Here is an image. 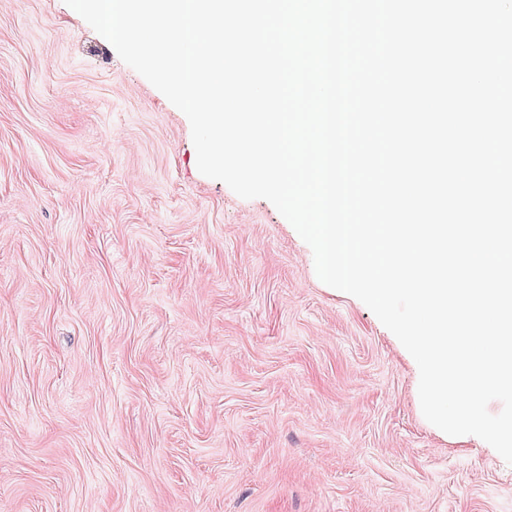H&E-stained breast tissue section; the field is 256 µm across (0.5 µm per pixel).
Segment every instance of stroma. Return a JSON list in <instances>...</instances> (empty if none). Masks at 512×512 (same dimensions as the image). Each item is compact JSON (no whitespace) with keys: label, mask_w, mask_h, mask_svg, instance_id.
<instances>
[{"label":"stroma","mask_w":512,"mask_h":512,"mask_svg":"<svg viewBox=\"0 0 512 512\" xmlns=\"http://www.w3.org/2000/svg\"><path fill=\"white\" fill-rule=\"evenodd\" d=\"M418 383L64 0H0V512H512Z\"/></svg>","instance_id":"obj_1"}]
</instances>
